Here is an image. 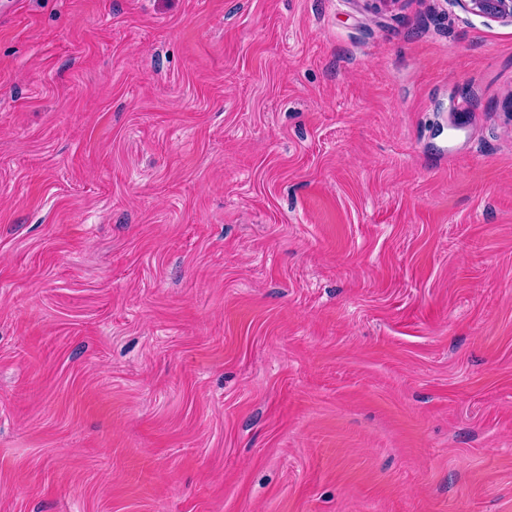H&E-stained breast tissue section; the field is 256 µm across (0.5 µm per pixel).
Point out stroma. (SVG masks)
I'll list each match as a JSON object with an SVG mask.
<instances>
[{
    "instance_id": "1",
    "label": "stroma",
    "mask_w": 512,
    "mask_h": 512,
    "mask_svg": "<svg viewBox=\"0 0 512 512\" xmlns=\"http://www.w3.org/2000/svg\"><path fill=\"white\" fill-rule=\"evenodd\" d=\"M511 100L451 0H0V512H512Z\"/></svg>"
}]
</instances>
